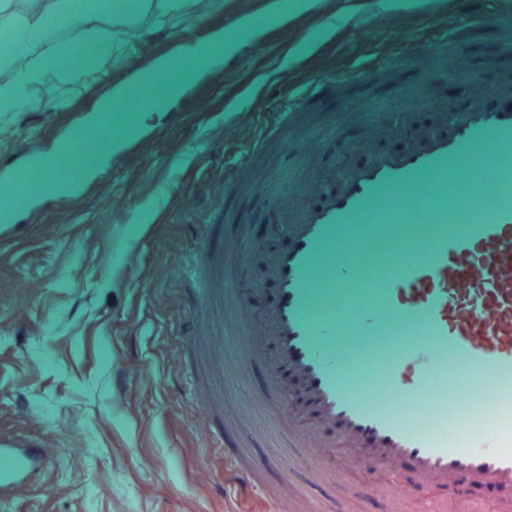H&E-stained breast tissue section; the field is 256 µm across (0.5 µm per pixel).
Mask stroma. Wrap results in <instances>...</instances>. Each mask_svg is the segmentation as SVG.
<instances>
[{
	"label": "stroma",
	"mask_w": 512,
	"mask_h": 512,
	"mask_svg": "<svg viewBox=\"0 0 512 512\" xmlns=\"http://www.w3.org/2000/svg\"><path fill=\"white\" fill-rule=\"evenodd\" d=\"M112 0L113 15L138 9L137 23L116 29L111 47L80 83L59 69L24 89L0 112V183L31 169L38 155L92 149L73 188L42 176L34 207L18 196L21 229L0 236V434L49 448L36 486L5 489L8 512H248L224 475L216 437L232 421L247 455L270 450L252 428L270 399L259 383L241 390L227 369L236 345L226 318L224 278L202 298L197 227L210 228L223 257L237 230L225 207H244L253 224L268 205L257 190L284 144L305 151L303 185L322 180L339 159L324 151L311 124L296 116L287 140L253 151L256 136L277 128L313 80L362 68L373 89L397 86L416 66L412 49L458 44L421 69L411 95L432 93L444 111L459 105L449 76L473 61L470 20L458 0ZM22 22L24 40L7 44L0 84L53 32L81 63V41L59 18V0H0ZM249 165H242L243 155ZM475 151L413 179L395 209L337 227L320 262L351 261L359 280L395 268L394 241L411 238L417 205L447 197L475 167ZM242 188L224 194L226 175ZM281 490L309 486L316 505L357 512L362 487L314 486L306 470L269 471Z\"/></svg>",
	"instance_id": "obj_1"
}]
</instances>
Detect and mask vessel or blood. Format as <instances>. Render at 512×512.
I'll use <instances>...</instances> for the list:
<instances>
[{
  "mask_svg": "<svg viewBox=\"0 0 512 512\" xmlns=\"http://www.w3.org/2000/svg\"><path fill=\"white\" fill-rule=\"evenodd\" d=\"M482 6L483 0H462L475 33L512 23L507 16L489 21ZM371 81L368 70L317 80L299 102H327L337 83L365 87ZM485 85L490 102L442 115L402 149L376 150L368 139L353 140L345 115L328 113L320 132L326 149L341 157L353 149L364 159L344 166L338 180L317 186L313 200L282 194L289 172L308 166L298 148L288 149L287 169L264 180L271 201L266 232L280 242L261 256L273 288L255 309L239 269L227 273L224 286L246 353L236 370L249 374L253 359L261 358L276 421L264 436L283 435L288 443L249 463L239 456L232 431L222 442L225 464L240 478L239 493L263 497L269 512H288L291 504L307 502L308 493L300 488L282 499L263 483L265 471L305 467L320 485H364L368 493L359 512H372V503L387 497L391 475L406 465L429 491L420 512H512V406L498 409L488 423L448 413L427 424L412 420L434 390L468 395L512 386V169L506 166L512 159V58L484 57L457 93ZM406 99L401 90L375 94L364 105L367 122L378 125L389 110L394 131L406 134L407 114L392 110ZM481 134L497 142L477 164L489 176L488 191L461 187L468 209L451 217L419 213L418 222L432 227L428 244L385 272L373 290L375 305L356 316L364 335L393 318L414 328L393 355L379 358L388 397L373 398L353 359L332 343L335 317L309 310L314 255L334 227L358 221L374 200H393L411 177L461 156ZM354 278L350 267H336L327 280V303ZM48 463L37 442L0 439V480L34 483Z\"/></svg>",
  "mask_w": 512,
  "mask_h": 512,
  "instance_id": "1",
  "label": "vessel or blood"
}]
</instances>
